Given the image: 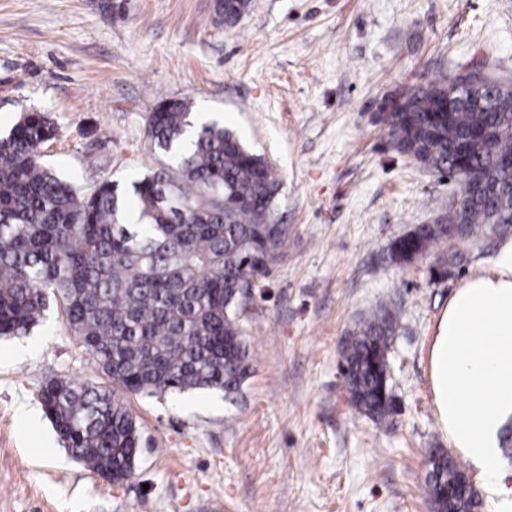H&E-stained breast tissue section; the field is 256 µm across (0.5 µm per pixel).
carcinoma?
I'll return each instance as SVG.
<instances>
[{
  "label": "carcinoma",
  "instance_id": "obj_1",
  "mask_svg": "<svg viewBox=\"0 0 512 512\" xmlns=\"http://www.w3.org/2000/svg\"><path fill=\"white\" fill-rule=\"evenodd\" d=\"M249 0H219L224 25L240 21ZM463 66L407 88L382 112L392 147L441 175L473 170L490 193L440 211L392 241L390 258L437 255L430 275L448 276L455 241H482L512 226V93L487 80L482 106L455 103ZM57 136L47 112H21L0 136V338L24 336L51 305L113 384L131 394L214 389L229 398L252 369L243 330L248 303L239 288L271 274L288 238L277 220L283 182L237 133L195 124L186 99L158 102L149 117L157 166L132 184L85 193L43 162ZM397 309L362 317L343 347L341 373L359 413L382 421L397 410L390 340ZM39 399L73 457L106 480L132 473L140 435L114 392L87 380L51 378ZM425 493L437 512H480L482 500L455 459L430 451Z\"/></svg>",
  "mask_w": 512,
  "mask_h": 512
}]
</instances>
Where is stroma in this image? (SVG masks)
I'll use <instances>...</instances> for the list:
<instances>
[{
    "label": "stroma",
    "instance_id": "1",
    "mask_svg": "<svg viewBox=\"0 0 512 512\" xmlns=\"http://www.w3.org/2000/svg\"><path fill=\"white\" fill-rule=\"evenodd\" d=\"M512 80V0H250L236 28L216 0H0V132L49 112L45 161L88 191L156 165L148 119L189 98L280 173L288 239L244 331L253 368L219 390L123 394L141 436L132 476L109 483L66 451L40 401L50 378L113 383L59 309L0 339V512H432L430 449L444 448L428 359L448 298L503 245H465L434 280L391 242L459 189L394 151L380 120L404 88L455 64ZM397 307V411L377 423L348 402L344 339Z\"/></svg>",
    "mask_w": 512,
    "mask_h": 512
}]
</instances>
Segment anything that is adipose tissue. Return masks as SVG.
Here are the masks:
<instances>
[{"label": "adipose tissue", "instance_id": "ef3b65f1", "mask_svg": "<svg viewBox=\"0 0 512 512\" xmlns=\"http://www.w3.org/2000/svg\"><path fill=\"white\" fill-rule=\"evenodd\" d=\"M439 425L451 448L474 466L486 492L512 498L503 482V429L512 421V240L492 270L453 291L429 353Z\"/></svg>", "mask_w": 512, "mask_h": 512}]
</instances>
